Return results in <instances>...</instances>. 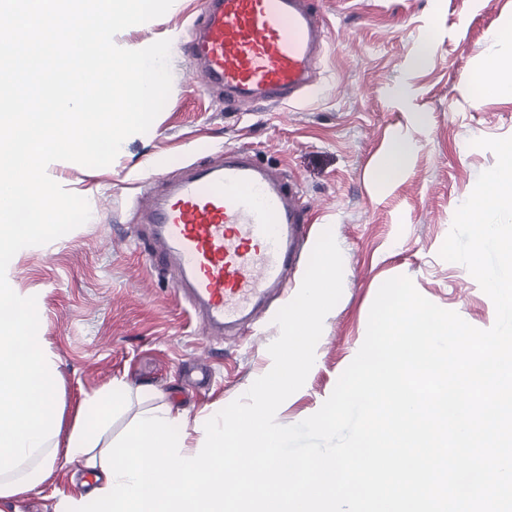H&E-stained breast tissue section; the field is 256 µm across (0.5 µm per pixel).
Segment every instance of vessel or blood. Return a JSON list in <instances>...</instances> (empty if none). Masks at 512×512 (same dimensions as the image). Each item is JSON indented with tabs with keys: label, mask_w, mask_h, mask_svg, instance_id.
<instances>
[{
	"label": "vessel or blood",
	"mask_w": 512,
	"mask_h": 512,
	"mask_svg": "<svg viewBox=\"0 0 512 512\" xmlns=\"http://www.w3.org/2000/svg\"><path fill=\"white\" fill-rule=\"evenodd\" d=\"M325 23L312 0H207L189 43L198 75L225 98L285 105L313 82ZM153 260L177 268L176 290L213 327L257 320L268 291H285L308 216L297 188L248 155L146 192Z\"/></svg>",
	"instance_id": "obj_1"
}]
</instances>
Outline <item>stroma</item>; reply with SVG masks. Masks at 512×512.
<instances>
[{
  "mask_svg": "<svg viewBox=\"0 0 512 512\" xmlns=\"http://www.w3.org/2000/svg\"><path fill=\"white\" fill-rule=\"evenodd\" d=\"M327 46L302 101L277 108L225 104L197 76L186 44L205 0H177L163 16L118 33L119 47L173 39L169 98L148 132L128 137L108 166L55 162L50 172L87 199L91 216L56 243L21 251L7 270L18 294L37 299L39 329L61 372L59 441L84 400L127 381L131 400L113 421L119 438L141 411L167 403L184 411V450L200 451L198 418L242 397L273 361L274 321L300 286L310 254L331 230L343 257V293L324 319L304 386L278 409L293 425L316 413L360 349L381 284L409 277L418 292L479 329L495 307L466 267L439 251L456 210L496 163L477 138L512 137V97L470 84L492 53L512 79V0H318ZM424 52L421 66L408 60ZM405 86L406 97L394 94ZM410 138L405 172L383 182L374 171L391 136ZM233 148L253 156L301 191L308 210L301 252L286 294L271 298L245 328L208 336L175 292V275L149 259L140 221L146 185L175 179L191 163ZM94 474L59 463L52 478L17 501L18 512H54L59 496L79 495Z\"/></svg>",
  "mask_w": 512,
  "mask_h": 512,
  "instance_id": "obj_1",
  "label": "stroma"
}]
</instances>
